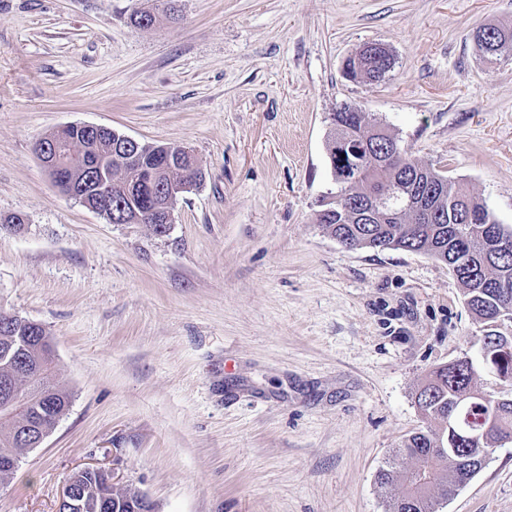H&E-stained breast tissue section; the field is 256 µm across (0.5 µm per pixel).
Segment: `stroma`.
<instances>
[{
  "instance_id": "obj_1",
  "label": "stroma",
  "mask_w": 512,
  "mask_h": 512,
  "mask_svg": "<svg viewBox=\"0 0 512 512\" xmlns=\"http://www.w3.org/2000/svg\"><path fill=\"white\" fill-rule=\"evenodd\" d=\"M0 0V311L41 324L66 414L0 488L58 512L93 467L155 512H385L425 423L413 394L480 326L428 255L350 249L315 222L355 104L512 225V55L472 31L512 0ZM158 12L151 28L130 19ZM381 42L378 83L344 61ZM65 124L178 145L204 178L162 236L61 195L34 152ZM438 512H512V441Z\"/></svg>"
}]
</instances>
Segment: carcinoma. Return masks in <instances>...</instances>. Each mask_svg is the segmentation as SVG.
I'll list each match as a JSON object with an SVG mask.
<instances>
[{
  "label": "carcinoma",
  "instance_id": "1",
  "mask_svg": "<svg viewBox=\"0 0 512 512\" xmlns=\"http://www.w3.org/2000/svg\"><path fill=\"white\" fill-rule=\"evenodd\" d=\"M478 54L498 60L512 53V29L486 25L473 34ZM395 66L386 49L366 45L345 61L351 79L379 82ZM328 147L339 200L317 211L316 223L348 248L400 249L424 253L448 266L465 304L482 324L469 352L431 371L415 394V403L430 426L405 439L394 456H406L412 469L398 476L380 470L378 483L401 481L403 490L387 500L386 512H437L485 466L493 444L512 439V395L483 391L478 370L493 368L512 385V226L496 221L487 206L460 182L409 155L399 139L369 119L361 107L344 104L333 113ZM360 152L358 172L336 158L341 141ZM112 176L128 184L112 189V214L150 207L137 183L126 182L117 161ZM50 348L43 328L35 329L0 313V457L25 455L26 435L50 431L66 413L71 395L55 373L35 369L39 352ZM28 395L20 409L9 410L11 387ZM82 506H59V512H136L139 494L117 491L96 472L78 478Z\"/></svg>",
  "mask_w": 512,
  "mask_h": 512
}]
</instances>
